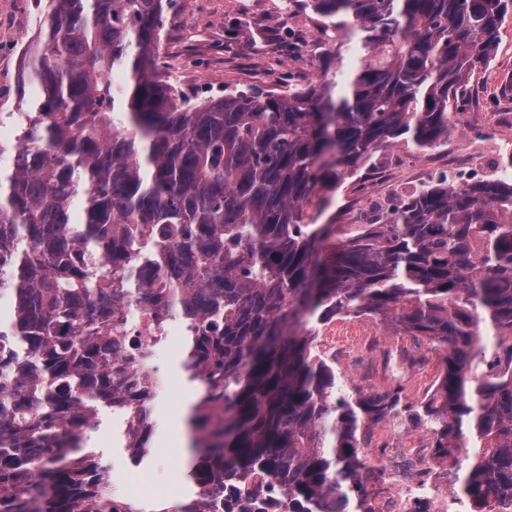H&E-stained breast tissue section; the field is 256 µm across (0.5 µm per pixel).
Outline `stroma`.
I'll return each mask as SVG.
<instances>
[{
  "label": "stroma",
  "mask_w": 512,
  "mask_h": 512,
  "mask_svg": "<svg viewBox=\"0 0 512 512\" xmlns=\"http://www.w3.org/2000/svg\"><path fill=\"white\" fill-rule=\"evenodd\" d=\"M36 0H6L0 5V21L8 23V47L0 49V113L19 111L21 91L17 73L19 47L35 37L38 25ZM323 20L307 9L302 0H173L164 16L162 38L156 62L163 77L194 92L198 99L236 90L287 92L313 83L321 75L328 57L327 38L351 46L356 38L349 30L322 33ZM291 34L294 49H287L283 34ZM512 79V14L501 28L499 48L488 65L476 68L467 93L450 100L449 110L462 112H510L512 102H494L492 90ZM493 144L500 155H512V140L501 130L481 127L476 137L451 128L448 142L434 149L421 150L397 143L396 149L410 159L400 178L407 183L440 178L449 149L483 155L485 144ZM368 170L345 174L331 183L309 212L320 224H348L365 201ZM320 335H334L336 347L344 354L336 368L346 385H357L380 394H397L416 404L435 388L442 361L428 344H417L412 337L396 336L368 317H337L321 326ZM169 390L159 393L151 405L155 433L148 460L133 468L123 449L118 448L119 417L105 415L89 444L103 454L112 474L113 489L123 479L140 472L165 486L163 498L176 507L191 493L193 485L185 475L186 460L177 458L164 439L176 410L195 400L196 391L182 376L168 373Z\"/></svg>",
  "instance_id": "1"
}]
</instances>
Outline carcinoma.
<instances>
[{
    "label": "carcinoma",
    "mask_w": 512,
    "mask_h": 512,
    "mask_svg": "<svg viewBox=\"0 0 512 512\" xmlns=\"http://www.w3.org/2000/svg\"><path fill=\"white\" fill-rule=\"evenodd\" d=\"M305 2L361 33L342 80L202 101L157 72L170 0L40 5L31 98L0 144V512H103L106 466L83 448L106 410L132 464L150 454L163 379L140 371L146 350L114 358L135 296L181 323L200 387L196 492L176 512H210L254 474L288 512L347 500L386 419L431 433L472 512L512 496V179L408 189L345 237L308 213L397 142L448 141V102L496 54L512 0ZM339 315L442 351L433 393L341 386L313 346Z\"/></svg>",
    "instance_id": "obj_1"
}]
</instances>
